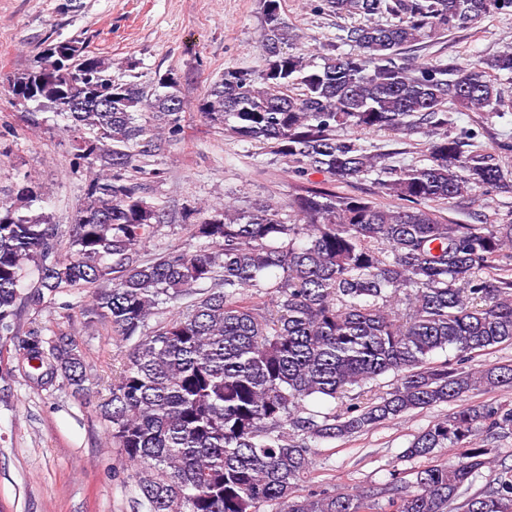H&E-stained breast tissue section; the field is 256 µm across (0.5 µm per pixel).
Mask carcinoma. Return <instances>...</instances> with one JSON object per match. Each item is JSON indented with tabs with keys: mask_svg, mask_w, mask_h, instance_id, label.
<instances>
[{
	"mask_svg": "<svg viewBox=\"0 0 512 512\" xmlns=\"http://www.w3.org/2000/svg\"><path fill=\"white\" fill-rule=\"evenodd\" d=\"M365 23L320 62L290 44L280 13L262 11L266 70L226 68L199 105L211 124L268 145L293 172L330 183L377 174L387 208L330 187L303 190L281 207L187 204L197 245L145 260L140 248L166 216L165 201L138 181L140 163L183 131L179 77L112 79V63L77 41L50 46L46 63L7 80L22 105L48 106L74 137V160L89 170L85 198L62 251L56 227L31 208L33 195L0 200V340L14 341L24 375L39 388L66 381L87 390L81 349L68 336L20 334L22 309L67 288L91 290L92 312L131 343L101 405L112 446L134 468L145 512H512V470L484 490L462 489L491 465L479 433L512 435V407L470 404L474 390L512 389V364L465 366L429 356L448 347L466 361L512 344V224H455L421 207L504 185L497 164L462 150L448 112L501 102L491 72L512 77V52L484 65L410 66L401 50L424 38L512 11V0H324ZM389 21L381 23L380 17ZM427 125L429 163L390 170L336 131L413 132ZM36 268L37 281L25 285ZM206 287L201 296L196 289ZM191 298L152 328L160 307ZM393 376L391 389H373ZM340 403L323 415L312 399ZM457 408L414 435L406 459L460 448L453 465L429 464L413 481L374 493L299 494L312 469L310 442L368 432L440 404Z\"/></svg>",
	"mask_w": 512,
	"mask_h": 512,
	"instance_id": "obj_1",
	"label": "carcinoma"
}]
</instances>
